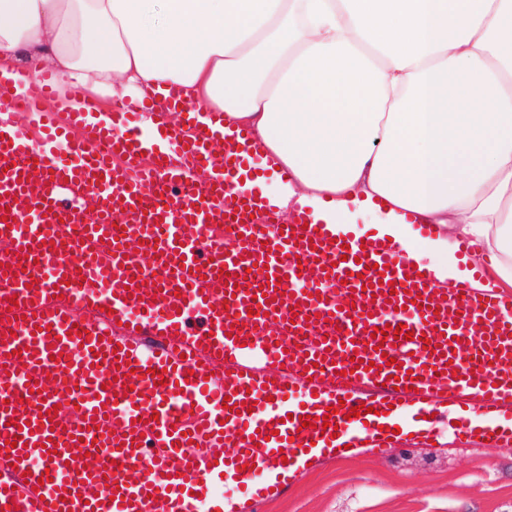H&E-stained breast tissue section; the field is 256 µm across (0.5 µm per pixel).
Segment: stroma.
<instances>
[{"mask_svg":"<svg viewBox=\"0 0 512 512\" xmlns=\"http://www.w3.org/2000/svg\"><path fill=\"white\" fill-rule=\"evenodd\" d=\"M290 482L257 512H512V445L463 448L443 423L436 442L317 457Z\"/></svg>","mask_w":512,"mask_h":512,"instance_id":"stroma-1","label":"stroma"}]
</instances>
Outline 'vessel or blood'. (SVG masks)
<instances>
[{"label":"vessel or blood","mask_w":512,"mask_h":512,"mask_svg":"<svg viewBox=\"0 0 512 512\" xmlns=\"http://www.w3.org/2000/svg\"><path fill=\"white\" fill-rule=\"evenodd\" d=\"M17 81L26 96L0 85V512H200L228 475L254 508L311 443L362 447L402 401L423 438L444 419L461 442L512 443L491 426L512 407L496 292L436 288L302 211L281 221L223 113L198 127L169 96L182 126L148 139L136 116L153 103L60 122L40 110L55 78ZM324 415L328 429L305 426Z\"/></svg>","instance_id":"vessel-or-blood-1"}]
</instances>
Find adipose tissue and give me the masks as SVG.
<instances>
[{"label": "adipose tissue", "instance_id": "1", "mask_svg": "<svg viewBox=\"0 0 512 512\" xmlns=\"http://www.w3.org/2000/svg\"><path fill=\"white\" fill-rule=\"evenodd\" d=\"M61 76L55 104L160 101L225 116L281 209L374 239L439 288H512V0H0V80ZM440 225L422 238L408 214Z\"/></svg>", "mask_w": 512, "mask_h": 512}]
</instances>
